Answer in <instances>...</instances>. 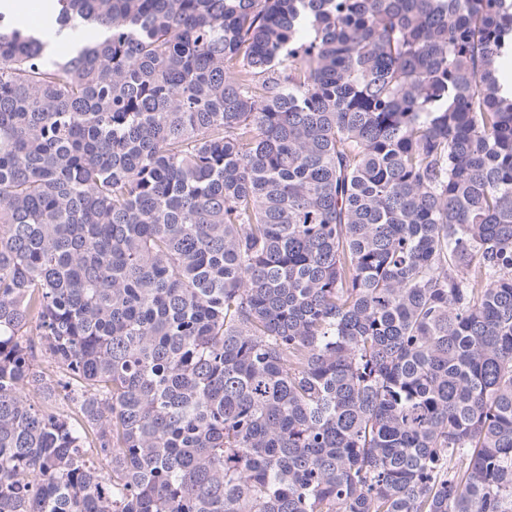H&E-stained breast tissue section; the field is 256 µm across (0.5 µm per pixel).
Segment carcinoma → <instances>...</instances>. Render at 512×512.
<instances>
[{
  "mask_svg": "<svg viewBox=\"0 0 512 512\" xmlns=\"http://www.w3.org/2000/svg\"><path fill=\"white\" fill-rule=\"evenodd\" d=\"M55 6L0 11V512H512V0Z\"/></svg>",
  "mask_w": 512,
  "mask_h": 512,
  "instance_id": "obj_1",
  "label": "carcinoma"
}]
</instances>
